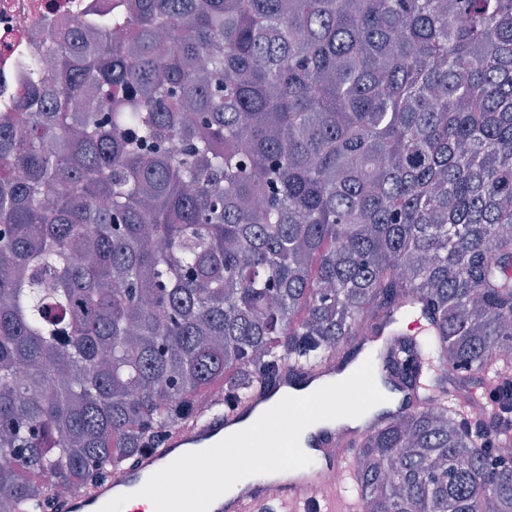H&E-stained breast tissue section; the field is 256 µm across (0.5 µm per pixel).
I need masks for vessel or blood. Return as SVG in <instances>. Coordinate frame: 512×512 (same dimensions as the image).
I'll return each instance as SVG.
<instances>
[{
	"mask_svg": "<svg viewBox=\"0 0 512 512\" xmlns=\"http://www.w3.org/2000/svg\"><path fill=\"white\" fill-rule=\"evenodd\" d=\"M262 401V396L257 395L237 409L212 417L205 423L175 426L160 447L147 449L134 462L112 469L91 490L64 496L63 512H99L114 497L138 491L153 473L181 455L209 448L223 440L225 427L243 428ZM357 438V433L329 428L318 439L316 455L324 461L326 468L350 472L354 454L352 445ZM320 476V470L299 469L288 481L261 484L253 491L233 498L219 497L209 512H356L343 485L327 488L321 498H314L312 489Z\"/></svg>",
	"mask_w": 512,
	"mask_h": 512,
	"instance_id": "1",
	"label": "vessel or blood"
}]
</instances>
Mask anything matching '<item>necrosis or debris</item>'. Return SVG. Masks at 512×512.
<instances>
[{"label":"necrosis or debris","mask_w":512,"mask_h":512,"mask_svg":"<svg viewBox=\"0 0 512 512\" xmlns=\"http://www.w3.org/2000/svg\"><path fill=\"white\" fill-rule=\"evenodd\" d=\"M112 0H0V113L16 108L29 73L21 62L46 57L71 29L93 36Z\"/></svg>","instance_id":"4bbe7bcc"}]
</instances>
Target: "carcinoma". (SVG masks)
<instances>
[{"label": "carcinoma", "mask_w": 512, "mask_h": 512, "mask_svg": "<svg viewBox=\"0 0 512 512\" xmlns=\"http://www.w3.org/2000/svg\"><path fill=\"white\" fill-rule=\"evenodd\" d=\"M50 57L0 123V512L333 357L408 392L359 512H512V0H131Z\"/></svg>", "instance_id": "1"}]
</instances>
